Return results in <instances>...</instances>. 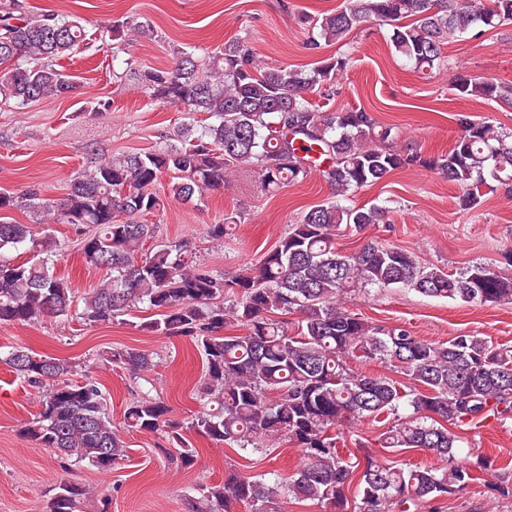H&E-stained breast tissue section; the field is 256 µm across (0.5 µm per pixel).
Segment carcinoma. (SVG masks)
I'll list each match as a JSON object with an SVG mask.
<instances>
[{
	"mask_svg": "<svg viewBox=\"0 0 512 512\" xmlns=\"http://www.w3.org/2000/svg\"><path fill=\"white\" fill-rule=\"evenodd\" d=\"M512 22V0H344L342 7L315 19L299 17L316 30L308 49L339 44L370 22L392 28L391 44L423 77L444 66L445 45L479 27ZM140 25L131 17L103 30L104 45ZM81 22L58 13L27 14L19 0H0V104L23 108L31 102L75 93L78 84L58 69L85 41ZM334 54L310 69L261 67L250 42L235 38L199 65L194 53L179 51L169 69L139 73L140 89L152 100L206 112L213 122L197 132H181L175 143L143 153L98 161L72 184L58 203L35 192L19 197L0 192V211L22 205L37 221L91 227L81 240L86 265L110 272L91 293L78 299L54 271L62 250L55 235L37 237L27 224L0 221V250L23 248L21 263L0 260V325L28 324L45 316H66L78 307L86 324L111 322L140 303L160 318L140 325L160 336L189 339L203 353L201 402L190 428L217 446L258 450L284 439L298 449L301 463L281 480L231 472L224 483L201 485L191 512H285V499L316 500L328 512H411L453 494L488 470L482 459L456 462L457 429L476 419L512 412V349L473 334L445 343L424 340L402 326L375 327L343 306L348 295L368 287L407 286L427 296L465 303L512 301V276L475 263L455 275L426 266L413 252L371 240L345 253L336 248L342 230L360 233L388 222L379 205L314 206L303 213L256 267L232 279L198 263L187 242L170 241L142 252L157 225L141 217L160 208L153 187L175 175L174 197L189 202L224 186L238 170L257 174L262 191L275 193L305 179L321 160L322 176L345 197L384 180L392 171L420 166L440 173L462 191L471 209L489 187L487 178L512 184V133L467 115L448 152L424 157L396 147L392 127L362 109L337 112L311 100L336 94L337 77L350 65ZM465 100H493L512 107V83L464 73L452 84ZM236 216L209 224L207 236L223 242ZM231 297L224 307L217 299ZM301 314L298 333L285 316ZM235 323L239 335H224ZM105 360L134 371L153 367L150 354L115 347ZM392 364L406 377L353 369L351 362ZM6 364L29 386L41 390V409L25 428L27 437L57 457L100 472L126 457L121 429L164 433L184 466L195 450L183 426L167 417L163 401L140 393L124 410L123 428L112 422L107 399L93 380L74 382L66 360L18 347ZM411 408L399 415L403 406ZM393 419L380 446L420 448L448 462L438 470L399 467L372 457L365 463L340 448V427L364 419ZM357 481L359 500L349 505L345 490ZM93 501L82 483L54 488L46 512H84Z\"/></svg>",
	"mask_w": 512,
	"mask_h": 512,
	"instance_id": "cac0c4a2",
	"label": "carcinoma"
}]
</instances>
